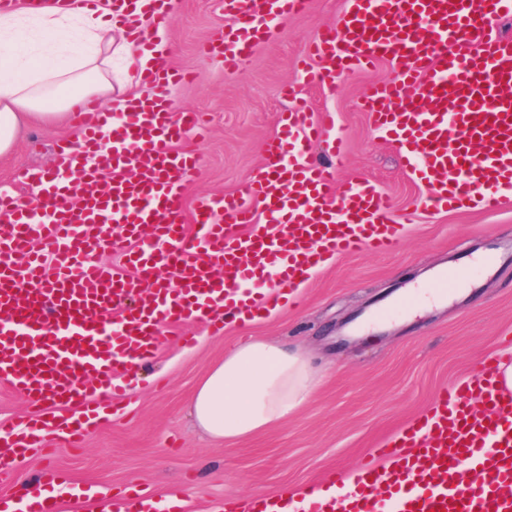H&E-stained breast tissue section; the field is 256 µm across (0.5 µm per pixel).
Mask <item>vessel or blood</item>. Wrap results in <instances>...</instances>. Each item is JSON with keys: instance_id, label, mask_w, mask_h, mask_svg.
Masks as SVG:
<instances>
[{"instance_id": "1", "label": "vessel or blood", "mask_w": 512, "mask_h": 512, "mask_svg": "<svg viewBox=\"0 0 512 512\" xmlns=\"http://www.w3.org/2000/svg\"><path fill=\"white\" fill-rule=\"evenodd\" d=\"M306 0H223L229 24L203 53L225 73L242 69ZM173 0H112V21L153 48L140 69L157 96L112 112H76L78 143L60 141L52 170L30 168L28 184L49 205L46 218L0 192V381L51 420L29 419L1 436L13 460L25 458L37 431H63L83 444L105 422L98 388L122 392L120 376L141 369L161 348L162 331L204 316L215 333L225 318L250 324L295 304L312 271L337 255L389 254L409 215L398 214L369 180L336 183L344 142L334 112L288 110L266 142L269 161L236 192L180 202L200 170L182 149L201 137L204 118L176 111L163 94L181 82L153 33L134 12L165 22ZM512 0H348L335 26L307 54L309 81L336 86L349 72L390 61L392 81L371 86L362 107L373 130L394 144L436 211L499 210L512 200V40L492 21ZM122 249L124 266L102 264L104 247ZM501 259L443 270L438 294L456 292ZM489 360L438 392L425 412L355 472L307 490L296 512H512V391ZM48 470L24 502L0 499V512H59ZM276 498L226 512H275Z\"/></svg>"}]
</instances>
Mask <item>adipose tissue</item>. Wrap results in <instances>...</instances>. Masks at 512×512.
<instances>
[{
	"instance_id": "obj_1",
	"label": "adipose tissue",
	"mask_w": 512,
	"mask_h": 512,
	"mask_svg": "<svg viewBox=\"0 0 512 512\" xmlns=\"http://www.w3.org/2000/svg\"><path fill=\"white\" fill-rule=\"evenodd\" d=\"M117 54L133 56L134 47L117 41L106 0L88 7L54 0L40 8L13 0L0 11V156L13 150L25 121H60L91 96L111 103ZM316 384L298 354L253 339L208 370L192 415L211 440L242 439L282 423Z\"/></svg>"
}]
</instances>
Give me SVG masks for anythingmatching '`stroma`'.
<instances>
[{"label":"stroma","instance_id":"35a3bbf8","mask_svg":"<svg viewBox=\"0 0 512 512\" xmlns=\"http://www.w3.org/2000/svg\"><path fill=\"white\" fill-rule=\"evenodd\" d=\"M344 7V0H308L306 10L283 21L244 70L228 76L218 57L199 51L227 24L219 0H176L167 22L169 64L185 80L173 92L174 104L180 111L206 113L209 121L206 138L188 143L201 171L188 183L183 205L189 210L200 196L235 193L264 164L265 142L289 106L327 109L335 112L345 137L346 165L338 181L371 179L398 212H415L401 247L383 256L330 259L302 288L299 306L281 307L252 324L228 320L215 335L198 318L169 329V343L145 370L128 377L126 399H113L110 419L85 447L54 439L51 455L35 448L21 463L9 461L8 449L0 447L1 494L21 498L26 483L39 480L48 467L72 484L107 489L116 499L145 490L161 503L175 492L190 512H211L227 499L306 489L336 470L357 467L369 449L423 412L440 388L474 371L512 337V263L448 298L347 336L353 320H367L399 292L430 283L457 256L511 247L512 202L493 213L428 208L427 189L406 172L400 151L375 134L359 107L369 85L392 79L387 62L348 74L335 88L305 80V45L335 24ZM286 86L292 87L293 100L284 98ZM78 136L69 120L30 126L12 153L0 158V190L34 205L38 197L21 184V173L52 167L55 143ZM184 334L195 336V344L179 343ZM251 337L307 357L318 387L274 428L234 442H211L192 422L194 391L213 363Z\"/></svg>","mask_w":512,"mask_h":512}]
</instances>
